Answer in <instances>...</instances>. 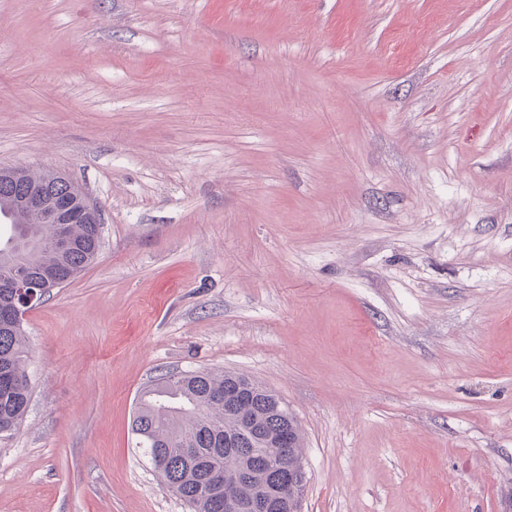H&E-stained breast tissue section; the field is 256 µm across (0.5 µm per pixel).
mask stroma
I'll return each mask as SVG.
<instances>
[{
    "instance_id": "stroma-1",
    "label": "stroma",
    "mask_w": 512,
    "mask_h": 512,
    "mask_svg": "<svg viewBox=\"0 0 512 512\" xmlns=\"http://www.w3.org/2000/svg\"><path fill=\"white\" fill-rule=\"evenodd\" d=\"M0 164L103 221L0 512H188L131 421L195 370L287 406L301 512H512V0H0Z\"/></svg>"
}]
</instances>
